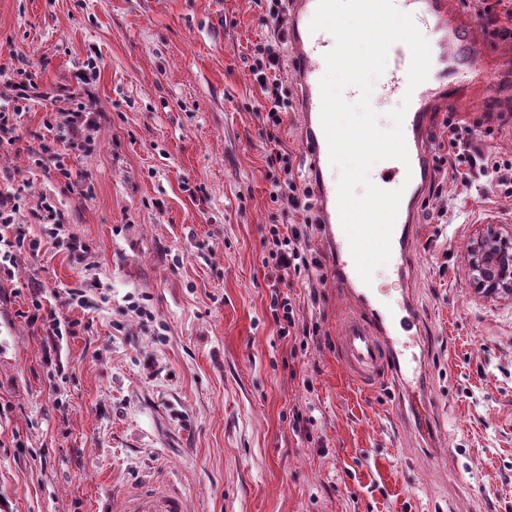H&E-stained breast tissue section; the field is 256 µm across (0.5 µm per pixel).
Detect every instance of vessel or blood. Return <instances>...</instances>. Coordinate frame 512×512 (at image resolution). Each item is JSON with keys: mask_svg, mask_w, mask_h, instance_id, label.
Returning <instances> with one entry per match:
<instances>
[{"mask_svg": "<svg viewBox=\"0 0 512 512\" xmlns=\"http://www.w3.org/2000/svg\"><path fill=\"white\" fill-rule=\"evenodd\" d=\"M394 4L401 12L412 15L419 30L427 35L431 50L428 78L412 90L407 76L410 50L404 44H394L377 88L378 96L384 100L406 96L411 99L403 121L409 161L405 164L388 161L381 175L382 183L404 190L391 240V259L396 275L400 276L410 256L419 199L433 172V161L426 149L432 132L431 112L438 103L456 109L461 93L473 85L475 64L471 50L479 41L480 32L477 24L459 21L448 0H394ZM316 7L317 0H290L287 37L297 71L305 157L319 200L320 221L327 226V239L336 263V281L345 288L357 310L338 338L339 352L344 364L357 377L375 381L385 370H395L408 399L424 400L427 392L415 390L411 381L421 368L407 357L406 345L400 337L401 332L416 326V309L406 297L387 305L374 297L371 286L361 280L355 269L340 224L338 177L329 159L321 125L319 85L326 71L324 55L333 47L334 39L329 32L310 31ZM118 512H185V505L178 495L154 493L124 502Z\"/></svg>", "mask_w": 512, "mask_h": 512, "instance_id": "obj_1", "label": "vessel or blood"}]
</instances>
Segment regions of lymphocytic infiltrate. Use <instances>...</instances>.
I'll return each mask as SVG.
<instances>
[{"label":"lymphocytic infiltrate","mask_w":512,"mask_h":512,"mask_svg":"<svg viewBox=\"0 0 512 512\" xmlns=\"http://www.w3.org/2000/svg\"><path fill=\"white\" fill-rule=\"evenodd\" d=\"M267 6L260 21L274 32L273 38L257 50L248 64V71L259 85L264 96L261 110L265 117L268 139H276L283 123V114L288 110V95L283 91L277 73L284 66L285 29L288 23L283 0H266ZM463 6L472 7L475 14L485 22L486 33L494 39H512V0H462ZM95 119L88 112L68 113L66 120L56 125L55 146H43L36 163L53 164L67 188L76 190L81 198L94 195V186L86 174H72L66 168L62 149L77 148L85 127L94 125ZM269 166L278 168L279 174L272 180L269 198L281 212H310L313 203L310 192H298L293 176V157L287 150L275 149L267 158ZM20 203L17 197L0 195V275L13 276L15 260L19 253L38 254L42 240H49L60 251L70 254L88 252L89 247L66 232V217L50 198H41L36 209L30 213L35 223L43 228V239L28 236L24 225L18 224ZM305 230L296 225L289 231H281L279 225L266 227L261 239L262 265L277 283H285L290 277L309 271L310 262L302 245ZM92 290L90 286L79 285L66 289L59 296L57 306H45L41 288H33L27 311L23 316L29 323H41L42 330L51 341H59L78 333V320L63 315V308L89 306Z\"/></svg>","instance_id":"lymphocytic-infiltrate-1"}]
</instances>
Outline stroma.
I'll return each instance as SVG.
<instances>
[{"mask_svg":"<svg viewBox=\"0 0 512 512\" xmlns=\"http://www.w3.org/2000/svg\"><path fill=\"white\" fill-rule=\"evenodd\" d=\"M265 0H0V108L6 77L36 83L15 146L0 147V192L55 199L87 258L43 244L0 282V512H112L145 492L187 512H512V295L474 288L470 243L512 232V195L477 166L445 178L419 208L407 288L421 318L428 430L395 372L374 389L347 370L338 333L354 307L336 286L322 225L307 276L273 287L261 263L268 224L303 223L270 201L274 145L245 59L272 32ZM96 61L88 70V61ZM456 119L512 114L465 92ZM105 113L90 149L66 152L93 198L34 165L47 122L77 107ZM298 189L313 182L301 115L278 130ZM105 301L50 350L20 313L81 279ZM289 297L314 328L281 336L271 310ZM145 298L157 338L128 308ZM302 422H295V414Z\"/></svg>","mask_w":512,"mask_h":512,"instance_id":"35a3bbf8","label":"stroma"}]
</instances>
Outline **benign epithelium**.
<instances>
[{"label":"benign epithelium","instance_id":"obj_1","mask_svg":"<svg viewBox=\"0 0 512 512\" xmlns=\"http://www.w3.org/2000/svg\"><path fill=\"white\" fill-rule=\"evenodd\" d=\"M467 261L477 290L488 295H512V236L488 230L470 246Z\"/></svg>","mask_w":512,"mask_h":512}]
</instances>
